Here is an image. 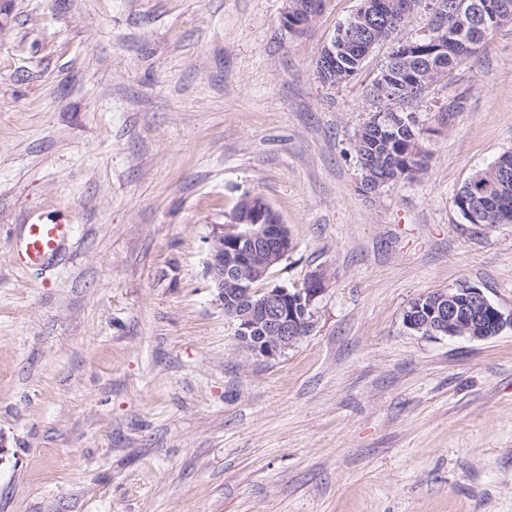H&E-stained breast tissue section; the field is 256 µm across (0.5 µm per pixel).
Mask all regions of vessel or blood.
<instances>
[{
  "instance_id": "obj_1",
  "label": "vessel or blood",
  "mask_w": 512,
  "mask_h": 512,
  "mask_svg": "<svg viewBox=\"0 0 512 512\" xmlns=\"http://www.w3.org/2000/svg\"><path fill=\"white\" fill-rule=\"evenodd\" d=\"M73 235L69 224L44 223L34 220L24 224L13 251L20 271L35 273L46 268L65 248Z\"/></svg>"
}]
</instances>
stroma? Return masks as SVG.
I'll return each instance as SVG.
<instances>
[{"label":"stroma","instance_id":"1","mask_svg":"<svg viewBox=\"0 0 512 512\" xmlns=\"http://www.w3.org/2000/svg\"><path fill=\"white\" fill-rule=\"evenodd\" d=\"M359 0L301 32L285 0H0V512H512V326L424 336L461 284L512 311V224L460 187L512 150V23L415 106L427 171L377 191L354 151L389 44L332 87ZM324 272L306 336L238 350L207 274L239 194ZM75 227L28 276V214Z\"/></svg>","mask_w":512,"mask_h":512}]
</instances>
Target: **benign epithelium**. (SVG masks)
Instances as JSON below:
<instances>
[{"label": "benign epithelium", "mask_w": 512, "mask_h": 512, "mask_svg": "<svg viewBox=\"0 0 512 512\" xmlns=\"http://www.w3.org/2000/svg\"><path fill=\"white\" fill-rule=\"evenodd\" d=\"M424 4L437 23L443 22L446 8H451L456 25L464 31L479 26L494 29L503 22L512 23V9L498 0H487L475 10L454 0L448 3L442 0L427 3L423 0H361L351 21L341 24L321 50L317 61L319 80L332 86V74L343 80L349 78L336 70L343 58L354 57L358 66L375 46L386 42V36L376 33L372 27V19L397 9L410 16ZM316 9L314 0H286L283 23H293ZM419 47L420 44L412 40L393 47V65L384 69L376 80L378 117L396 111L391 105L394 99L410 98L416 93L417 84L405 81L404 76L419 58ZM286 229L284 224H247L227 238L219 232L210 239L207 273L218 290L219 300H224V288L235 289L242 307H232L226 315L232 323L237 344L256 360H274L301 339L302 327L311 324L314 304L324 291L325 275L320 271L312 273L301 289L274 286L260 292L252 287L276 256L288 254ZM467 296L465 308L451 292L430 301L431 316L426 322L409 319L407 327L416 333L424 331L428 336L443 334L470 340L487 339L484 313L493 314L497 323L502 322L504 316L481 289L473 288L467 291Z\"/></svg>", "instance_id": "benign-epithelium-1"}]
</instances>
